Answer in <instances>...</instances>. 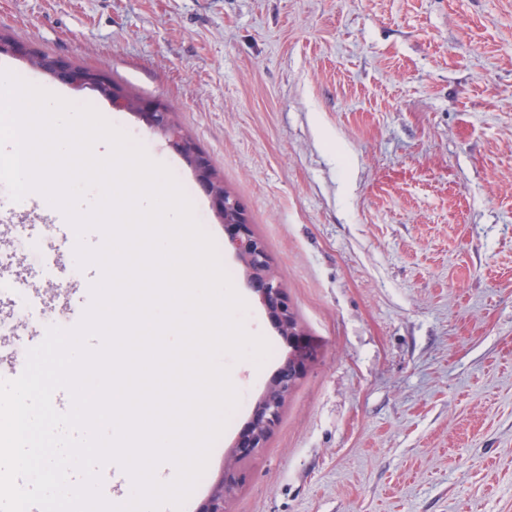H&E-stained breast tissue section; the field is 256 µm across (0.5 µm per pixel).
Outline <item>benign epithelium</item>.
I'll list each match as a JSON object with an SVG mask.
<instances>
[{"label":"benign epithelium","instance_id":"1","mask_svg":"<svg viewBox=\"0 0 512 512\" xmlns=\"http://www.w3.org/2000/svg\"><path fill=\"white\" fill-rule=\"evenodd\" d=\"M0 51L28 59L44 73L73 89L92 88L98 91L111 103L112 108L133 113L150 128L159 132L168 145L191 167L199 187L209 199L214 215L224 224L226 245L242 262L248 283L273 318L278 332L292 345L278 378L258 401L249 425L234 445L237 459L251 457L276 424L283 399L312 359L313 350L301 329L294 325L292 310L284 289L272 270L263 241L253 232L251 224L246 219L243 206L236 197L224 191L216 182L210 164L200 153L194 140L175 126L170 112L163 105L145 99L133 103L128 93L112 84L106 75L54 57L36 55L25 45L17 42H11L6 46L0 44ZM238 480L237 471L225 470L224 483L217 488L203 512H224V496L237 485Z\"/></svg>","mask_w":512,"mask_h":512}]
</instances>
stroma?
<instances>
[{
    "label": "stroma",
    "instance_id": "1",
    "mask_svg": "<svg viewBox=\"0 0 512 512\" xmlns=\"http://www.w3.org/2000/svg\"><path fill=\"white\" fill-rule=\"evenodd\" d=\"M0 32L164 103L244 205L314 360L261 448L235 441L290 350L186 162L132 113L9 55L166 165L246 303L263 364L222 354L239 403L182 512L239 465L224 512H512V0H0ZM0 182V324L64 309L76 260ZM53 295L45 307L33 286Z\"/></svg>",
    "mask_w": 512,
    "mask_h": 512
}]
</instances>
